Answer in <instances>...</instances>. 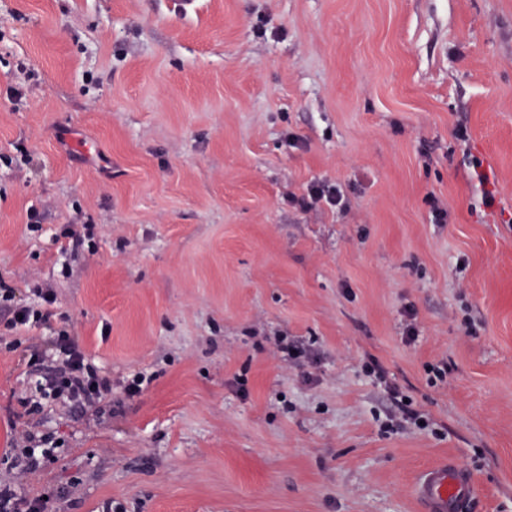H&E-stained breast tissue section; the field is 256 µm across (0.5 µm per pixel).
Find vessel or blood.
I'll return each instance as SVG.
<instances>
[{
    "instance_id": "obj_1",
    "label": "vessel or blood",
    "mask_w": 512,
    "mask_h": 512,
    "mask_svg": "<svg viewBox=\"0 0 512 512\" xmlns=\"http://www.w3.org/2000/svg\"><path fill=\"white\" fill-rule=\"evenodd\" d=\"M414 493L424 512H466L473 481L456 462L444 460L421 474Z\"/></svg>"
}]
</instances>
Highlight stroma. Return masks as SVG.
Here are the masks:
<instances>
[{"mask_svg": "<svg viewBox=\"0 0 512 512\" xmlns=\"http://www.w3.org/2000/svg\"><path fill=\"white\" fill-rule=\"evenodd\" d=\"M0 284V482L47 436L45 512H422L446 458L512 512V0H0ZM61 329L141 393L37 400ZM307 200H310L311 203H324L330 208L334 209H341L345 205V196L343 190L338 185H311L307 190V195L303 200V204H307ZM38 298L41 303L34 305H17L12 309V319L10 323L17 327L27 326L33 322L47 321L51 315L50 307L56 301L55 295L51 291L38 292ZM42 308L45 310L43 311Z\"/></svg>", "mask_w": 512, "mask_h": 512, "instance_id": "1", "label": "stroma"}]
</instances>
